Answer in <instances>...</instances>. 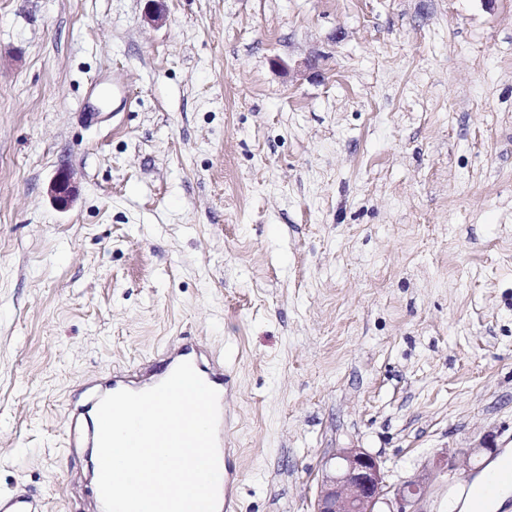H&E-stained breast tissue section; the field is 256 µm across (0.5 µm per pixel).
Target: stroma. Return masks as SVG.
<instances>
[{"label": "stroma", "mask_w": 512, "mask_h": 512, "mask_svg": "<svg viewBox=\"0 0 512 512\" xmlns=\"http://www.w3.org/2000/svg\"><path fill=\"white\" fill-rule=\"evenodd\" d=\"M165 5L0 0V492L91 512L65 416L190 340L229 512L338 448L460 512L512 448V0ZM48 193L58 208H67L75 196L73 173L68 169L57 171L49 184Z\"/></svg>", "instance_id": "1"}]
</instances>
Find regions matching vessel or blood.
Wrapping results in <instances>:
<instances>
[{
    "label": "vessel or blood",
    "instance_id": "vessel-or-blood-1",
    "mask_svg": "<svg viewBox=\"0 0 512 512\" xmlns=\"http://www.w3.org/2000/svg\"><path fill=\"white\" fill-rule=\"evenodd\" d=\"M206 354L202 346L184 342L163 352L157 368L133 366L113 371L108 378L96 380V398L78 407L68 419L71 447H96L97 410L101 397L121 390L141 392L153 388L165 381L180 363H191L209 386L223 391L224 365L218 360L207 359ZM0 512H42V501L26 486L18 484L9 492L0 493Z\"/></svg>",
    "mask_w": 512,
    "mask_h": 512
}]
</instances>
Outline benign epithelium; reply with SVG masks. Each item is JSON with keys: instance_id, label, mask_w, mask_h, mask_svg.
Masks as SVG:
<instances>
[{"instance_id": "1", "label": "benign epithelium", "mask_w": 512, "mask_h": 512, "mask_svg": "<svg viewBox=\"0 0 512 512\" xmlns=\"http://www.w3.org/2000/svg\"><path fill=\"white\" fill-rule=\"evenodd\" d=\"M48 193L58 208H67L75 196L73 173L57 171ZM425 489L421 479L392 486L377 456L363 448H337L324 462L311 512H413Z\"/></svg>"}]
</instances>
